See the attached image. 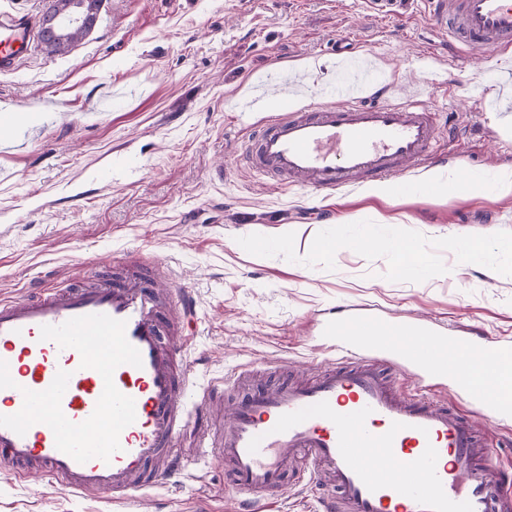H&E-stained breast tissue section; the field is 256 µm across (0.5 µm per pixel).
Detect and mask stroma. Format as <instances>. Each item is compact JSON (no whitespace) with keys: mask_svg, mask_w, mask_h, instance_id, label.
Segmentation results:
<instances>
[{"mask_svg":"<svg viewBox=\"0 0 512 512\" xmlns=\"http://www.w3.org/2000/svg\"><path fill=\"white\" fill-rule=\"evenodd\" d=\"M349 37L383 81L420 97L459 141L410 170L407 193L370 185L318 191L257 172L247 152L278 72L304 85L300 108L323 102L336 41ZM495 54H459L420 7L381 13L366 0H104L95 28L70 52L45 45L0 73V298L24 299L110 269L156 260L195 309L184 324L197 387L231 375L267 386L312 378L326 352L315 320L364 305L474 330L512 347V112L498 105ZM446 80L447 91L433 88ZM485 94L473 106L472 90ZM466 169L477 191L433 192L432 173ZM396 233L401 250L348 248ZM341 242L327 251L324 241ZM476 262H466L462 249ZM424 263L423 273L408 266ZM399 392L424 394L469 417L512 458V416L489 417L450 381L384 366ZM233 387L217 391L178 450L192 462L127 512H233L220 453ZM329 488L289 476L280 512H321ZM0 512H113L105 495H76L48 475L0 469Z\"/></svg>","mask_w":512,"mask_h":512,"instance_id":"35a3bbf8","label":"stroma"}]
</instances>
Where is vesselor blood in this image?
Returning <instances> with one entry per match:
<instances>
[{
	"mask_svg": "<svg viewBox=\"0 0 512 512\" xmlns=\"http://www.w3.org/2000/svg\"><path fill=\"white\" fill-rule=\"evenodd\" d=\"M458 50L512 53V0H421ZM26 14L0 12V72L13 71L38 42ZM349 76L328 88L329 103L304 109L276 103L256 129L248 159L258 171L336 191L391 180L440 156L435 112L390 86L374 89L363 54L337 39ZM159 266L137 277L102 274L34 298L0 299V455L14 471L46 472L66 491H135L184 465L175 455L192 411L189 373L175 359L190 339L174 334L172 300ZM325 347L357 367L326 364L321 377L274 389L253 387L224 424V460L240 512L281 492L299 458L326 469L337 497L323 512H512V471L485 447L470 422L448 406L406 397L374 369L375 359L450 378L466 400L512 416V396L475 378L512 348L485 344L422 321L366 308L329 313L317 323Z\"/></svg>",
	"mask_w": 512,
	"mask_h": 512,
	"instance_id": "b4317fda",
	"label": "vessel or blood"
}]
</instances>
